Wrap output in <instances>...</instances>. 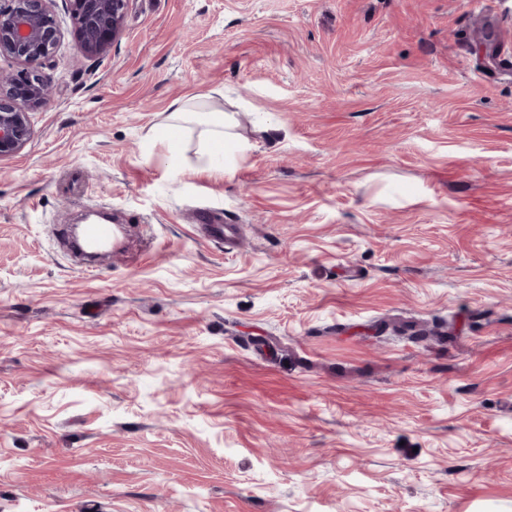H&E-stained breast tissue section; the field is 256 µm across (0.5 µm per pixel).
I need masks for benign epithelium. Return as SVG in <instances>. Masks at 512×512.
<instances>
[{
  "label": "benign epithelium",
  "mask_w": 512,
  "mask_h": 512,
  "mask_svg": "<svg viewBox=\"0 0 512 512\" xmlns=\"http://www.w3.org/2000/svg\"><path fill=\"white\" fill-rule=\"evenodd\" d=\"M54 0H0V57L18 67L0 71V159L18 154L33 135L31 114L53 100L54 57L62 39ZM83 53L106 56L123 31L129 0H64Z\"/></svg>",
  "instance_id": "benign-epithelium-1"
}]
</instances>
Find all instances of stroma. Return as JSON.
<instances>
[{
	"label": "stroma",
	"mask_w": 512,
	"mask_h": 512,
	"mask_svg": "<svg viewBox=\"0 0 512 512\" xmlns=\"http://www.w3.org/2000/svg\"><path fill=\"white\" fill-rule=\"evenodd\" d=\"M62 26L0 160V512H512V0ZM212 112L244 152L203 158ZM89 210L131 226L91 275ZM196 221L208 230L209 236L223 237L224 241L233 238L236 234V226L234 224H219V220L207 209L197 212Z\"/></svg>",
	"instance_id": "obj_1"
}]
</instances>
